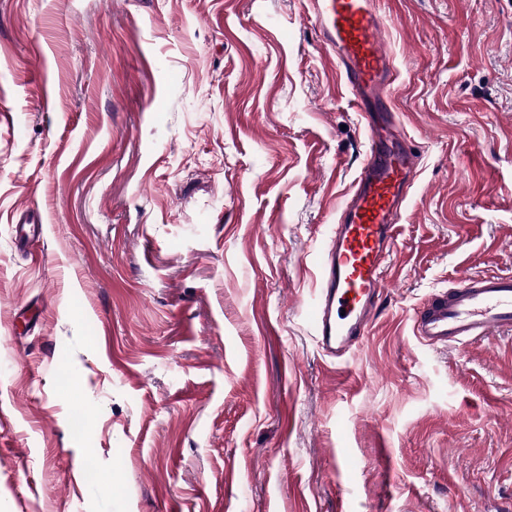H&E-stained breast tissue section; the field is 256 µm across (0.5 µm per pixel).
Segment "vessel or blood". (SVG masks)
Listing matches in <instances>:
<instances>
[{
  "label": "vessel or blood",
  "instance_id": "vessel-or-blood-1",
  "mask_svg": "<svg viewBox=\"0 0 512 512\" xmlns=\"http://www.w3.org/2000/svg\"><path fill=\"white\" fill-rule=\"evenodd\" d=\"M342 67L344 82L369 124L368 151L353 190L321 252L318 287L306 317L323 355L344 360L364 342L388 282L403 204L419 158L388 117L392 60L383 38L387 17L377 0H307ZM512 330V275H470L429 299L413 317V333L441 349L470 345Z\"/></svg>",
  "mask_w": 512,
  "mask_h": 512
}]
</instances>
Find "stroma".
Returning <instances> with one entry per match:
<instances>
[{"label": "stroma", "instance_id": "obj_1", "mask_svg": "<svg viewBox=\"0 0 512 512\" xmlns=\"http://www.w3.org/2000/svg\"><path fill=\"white\" fill-rule=\"evenodd\" d=\"M379 7L420 164L339 363L303 309L368 134L306 0H0V512H512V331L412 330L512 274V0ZM512 330V275H469L433 296L413 317V333L433 349L470 345Z\"/></svg>", "mask_w": 512, "mask_h": 512}]
</instances>
